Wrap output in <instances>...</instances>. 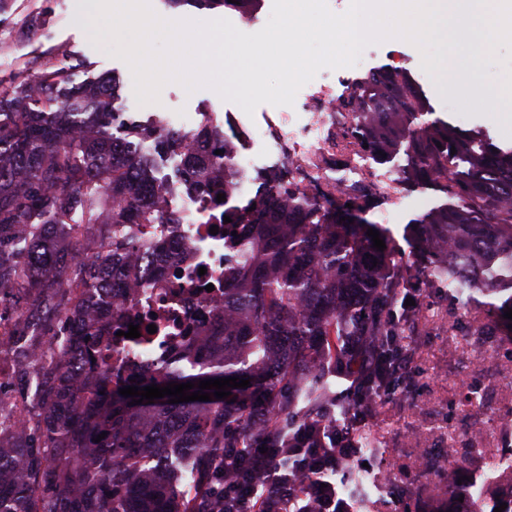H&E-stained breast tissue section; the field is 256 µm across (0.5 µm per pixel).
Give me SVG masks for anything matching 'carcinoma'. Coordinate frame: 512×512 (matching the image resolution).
Returning <instances> with one entry per match:
<instances>
[{
	"label": "carcinoma",
	"mask_w": 512,
	"mask_h": 512,
	"mask_svg": "<svg viewBox=\"0 0 512 512\" xmlns=\"http://www.w3.org/2000/svg\"><path fill=\"white\" fill-rule=\"evenodd\" d=\"M256 2L169 0L242 10ZM116 88L108 75L76 83L64 66L0 82V321L13 322L18 336L12 393L33 411L26 433L0 434V512H221L211 494L224 485V449L285 426L302 399L303 421L319 422L318 373L328 364L355 367L343 339L361 329L392 384L386 369L397 340L418 325L416 314L394 315L399 282L390 271L406 266L404 257L383 228L355 218L373 194L358 187L333 202L300 169L285 183L270 176L245 205L224 211L235 253L224 269V309L205 331L134 382L102 369L75 380L78 364L93 368V358L112 350L111 324L83 314L78 291L109 290L124 276L123 258L140 246L120 225L159 218L155 195L165 182L144 143L183 150L182 181L196 191L228 196L239 178L236 147L219 125L196 133L210 151L193 149L179 131L158 136L154 125L132 129L136 143L114 138ZM342 107L346 144L379 160L404 151L408 183L451 199L415 220L417 255L427 264L414 270L417 287L464 278L493 292L512 282V149L424 119L422 92L399 70L371 72ZM78 201L112 254L50 276L48 267L84 238L83 225L60 232L47 222L29 235V220ZM370 228L386 249L373 247ZM228 377L250 386L208 402L170 404L166 396L135 405L119 394L130 385Z\"/></svg>",
	"instance_id": "cac0c4a2"
}]
</instances>
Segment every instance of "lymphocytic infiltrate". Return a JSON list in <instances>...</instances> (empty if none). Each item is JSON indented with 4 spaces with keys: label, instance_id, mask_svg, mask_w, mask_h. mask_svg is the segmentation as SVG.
<instances>
[{
    "label": "lymphocytic infiltrate",
    "instance_id": "lymphocytic-infiltrate-1",
    "mask_svg": "<svg viewBox=\"0 0 512 512\" xmlns=\"http://www.w3.org/2000/svg\"><path fill=\"white\" fill-rule=\"evenodd\" d=\"M356 451L349 428L316 424L224 451V512H340L328 478Z\"/></svg>",
    "mask_w": 512,
    "mask_h": 512
}]
</instances>
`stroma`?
Segmentation results:
<instances>
[{"instance_id":"stroma-1","label":"stroma","mask_w":512,"mask_h":512,"mask_svg":"<svg viewBox=\"0 0 512 512\" xmlns=\"http://www.w3.org/2000/svg\"><path fill=\"white\" fill-rule=\"evenodd\" d=\"M86 8L85 0H9L7 20L0 24V80H9L20 68L38 71L62 61L81 80L115 74L119 88L113 108L120 121L112 132L118 137L125 136L127 121H144L158 112L186 118L196 112L223 113L225 134L238 149L246 150L248 158L259 161L258 168L248 173L245 193L235 199L239 206L254 196L262 174L286 169L287 157L309 147L311 140L301 130L308 113L321 108L323 91L348 96L358 82L380 68L408 72L422 87L435 117L461 130L480 132L499 148H512V127L502 124L492 107L460 103L424 72L417 46L390 40L367 47L354 66L320 70L300 88L293 105H259L251 119L253 127L263 128L286 114L298 138L280 148L254 144L231 122L232 116L241 115V108L212 89L189 93L180 84L169 83L158 102L138 105L128 65L91 42V32L82 22ZM363 164L365 184L376 192L367 222L386 229L402 255L412 257L415 219L442 204L444 194L403 182L404 154L384 163L368 155ZM505 299L502 293L459 295L446 281L420 289L414 310L423 322L418 332L401 339L408 362L399 385L371 403L352 402V374L325 370L324 398L332 424L351 427L356 437L372 442L371 447L359 448L349 462L353 468L369 466L378 485L368 512H457L459 495L470 491L472 477L482 469L483 449L494 447L501 422L512 419V334L497 321ZM475 319L483 327L482 335L468 333ZM493 335L499 339L494 354L483 367H475L476 355ZM473 390L495 394L476 427L466 419V397ZM449 446L463 454L461 467L441 460V450Z\"/></svg>"}]
</instances>
